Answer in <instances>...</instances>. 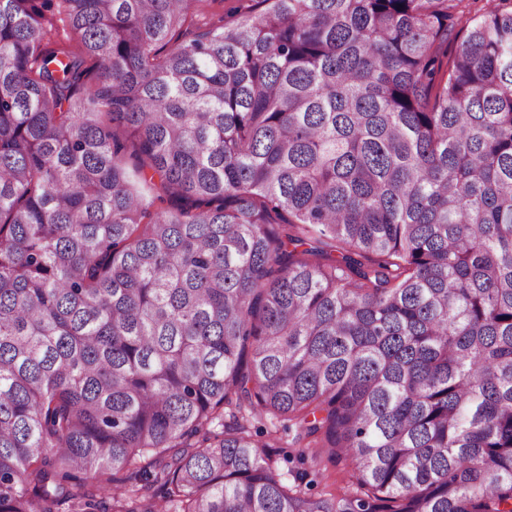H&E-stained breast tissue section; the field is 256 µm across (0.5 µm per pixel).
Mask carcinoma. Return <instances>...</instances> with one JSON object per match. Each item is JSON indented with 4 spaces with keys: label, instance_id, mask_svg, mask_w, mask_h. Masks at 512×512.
<instances>
[{
    "label": "carcinoma",
    "instance_id": "carcinoma-1",
    "mask_svg": "<svg viewBox=\"0 0 512 512\" xmlns=\"http://www.w3.org/2000/svg\"><path fill=\"white\" fill-rule=\"evenodd\" d=\"M203 2L0 0V512H512V0ZM262 425L264 434H260L257 440L262 446H269L266 448L272 454L274 459L278 462L279 467L286 473L290 469H307L309 476L305 482L313 480L310 492L318 495L320 493L331 492L339 494L343 492H351L356 488L355 479L353 478V466L348 461H336V463L324 462L322 466H317L320 474H316L311 466L315 463L312 462L310 455H304L305 464L301 465L297 462L298 454L302 448L292 447V434L288 436V432H283L280 424L274 419H264ZM291 458V462H288Z\"/></svg>",
    "mask_w": 512,
    "mask_h": 512
}]
</instances>
